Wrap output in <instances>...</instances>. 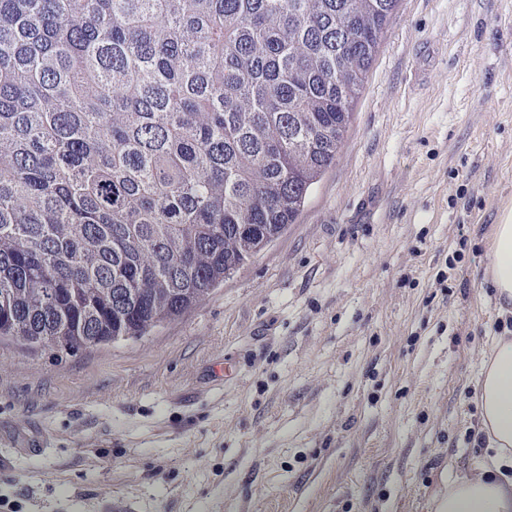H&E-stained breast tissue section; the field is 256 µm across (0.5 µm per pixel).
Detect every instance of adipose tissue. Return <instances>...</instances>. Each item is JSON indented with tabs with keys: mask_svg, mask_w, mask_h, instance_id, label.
I'll list each match as a JSON object with an SVG mask.
<instances>
[{
	"mask_svg": "<svg viewBox=\"0 0 512 512\" xmlns=\"http://www.w3.org/2000/svg\"><path fill=\"white\" fill-rule=\"evenodd\" d=\"M486 275L501 309H512V210L493 228ZM477 390L485 453L436 496L435 512H512V331L487 344Z\"/></svg>",
	"mask_w": 512,
	"mask_h": 512,
	"instance_id": "ef3b65f1",
	"label": "adipose tissue"
}]
</instances>
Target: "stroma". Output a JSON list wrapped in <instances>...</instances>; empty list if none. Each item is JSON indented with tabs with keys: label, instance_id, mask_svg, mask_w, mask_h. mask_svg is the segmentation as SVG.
<instances>
[{
	"label": "stroma",
	"instance_id": "35a3bbf8",
	"mask_svg": "<svg viewBox=\"0 0 512 512\" xmlns=\"http://www.w3.org/2000/svg\"><path fill=\"white\" fill-rule=\"evenodd\" d=\"M509 209L512 0H399L279 238L141 338L0 342V512H431L483 455ZM486 275L495 290L502 310L512 306V210L494 224L488 253Z\"/></svg>",
	"mask_w": 512,
	"mask_h": 512
}]
</instances>
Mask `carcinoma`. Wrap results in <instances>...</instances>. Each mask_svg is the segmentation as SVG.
<instances>
[{"instance_id": "cac0c4a2", "label": "carcinoma", "mask_w": 512, "mask_h": 512, "mask_svg": "<svg viewBox=\"0 0 512 512\" xmlns=\"http://www.w3.org/2000/svg\"><path fill=\"white\" fill-rule=\"evenodd\" d=\"M397 3L0 0V341L140 338L277 239Z\"/></svg>"}]
</instances>
